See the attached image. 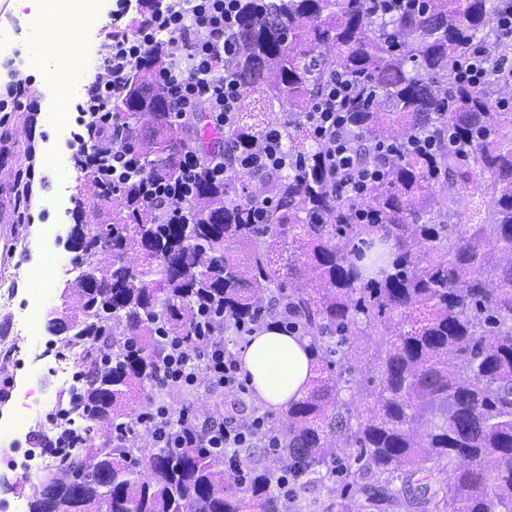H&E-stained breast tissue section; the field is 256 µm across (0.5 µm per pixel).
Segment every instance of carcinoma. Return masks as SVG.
Listing matches in <instances>:
<instances>
[{"instance_id": "1", "label": "carcinoma", "mask_w": 512, "mask_h": 512, "mask_svg": "<svg viewBox=\"0 0 512 512\" xmlns=\"http://www.w3.org/2000/svg\"><path fill=\"white\" fill-rule=\"evenodd\" d=\"M250 3L237 22L242 93L224 141L246 149L279 125L301 167L261 180L277 200L264 224L251 223L232 173L199 185L195 224L154 223L132 182L112 222L78 227L84 270L64 328L85 354L65 412L86 425L57 451L69 479L48 497L34 493L29 512H287L272 491L277 470L259 466L249 448L237 450L242 476L228 478L224 456L200 440L131 446L152 431L143 404L176 393L154 386L170 342L186 352L207 345L194 335L198 310L224 314L226 325L247 320L273 286L288 291L310 342V388L288 404L281 433L301 488L323 479L342 446L359 449L361 465L347 473L336 512L402 502L423 512H512V112L454 80L473 41L494 55L508 47L495 25L499 0H413L402 13L371 0ZM165 57L147 55L116 110L144 176L171 181L187 136L154 81ZM332 70L355 84L348 112L362 163L377 161L378 143H439L433 153L405 147L390 157L363 200L329 190L325 147L297 120ZM142 112L154 115L147 126ZM461 199L471 203L465 224ZM363 206L377 223H358ZM131 250L137 267L125 261ZM361 336L381 347L353 422L335 357H348ZM442 473L452 475L447 490L427 495Z\"/></svg>"}]
</instances>
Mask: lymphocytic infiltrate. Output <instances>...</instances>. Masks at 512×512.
Returning a JSON list of instances; mask_svg holds the SVG:
<instances>
[{
	"label": "lymphocytic infiltrate",
	"instance_id": "f902f5d3",
	"mask_svg": "<svg viewBox=\"0 0 512 512\" xmlns=\"http://www.w3.org/2000/svg\"><path fill=\"white\" fill-rule=\"evenodd\" d=\"M247 7L248 0H155L153 9L134 32L127 34L118 27L105 30L112 54L104 60L79 108L87 134L86 144L74 154L80 170L98 179L101 187L113 195L139 175L141 159L131 145L129 125L114 106L124 98L132 73L157 49L166 51L168 57L156 82L164 90L173 120L190 127L197 115L205 114L212 128L223 132L234 120L241 97L232 62L238 54L237 19ZM494 69L512 79V55L491 56L478 43L469 45L458 60L460 77L479 90L488 84ZM354 92L350 76L331 72L303 119L326 147L325 163L336 175L332 191L358 198L369 184L383 179L386 168L363 165L357 158L347 112ZM292 165L276 129L270 130L260 145L247 150L228 145L205 155L188 143L180 152L178 180L148 185L143 204L154 213L157 223L193 224L198 218L195 195L202 181L224 180L232 169L242 175L273 177ZM195 330L209 337L210 345L197 356L174 349L163 382L191 391L197 390L201 379L209 392L242 388L238 365L223 341L216 339L213 322L197 323ZM152 416L153 430L165 448L194 444L199 431L206 435L205 446L220 453L256 443L267 448L280 445L263 415L251 419L228 416L220 424L193 416L181 425L167 407L159 406L153 408Z\"/></svg>",
	"mask_w": 512,
	"mask_h": 512
}]
</instances>
